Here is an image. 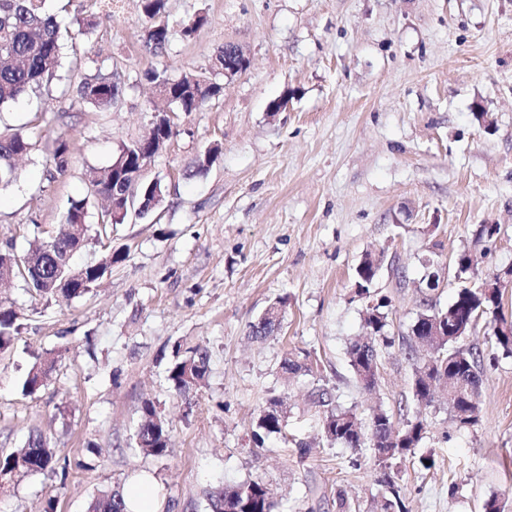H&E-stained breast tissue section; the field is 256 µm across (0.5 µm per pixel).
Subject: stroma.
<instances>
[{"mask_svg":"<svg viewBox=\"0 0 512 512\" xmlns=\"http://www.w3.org/2000/svg\"><path fill=\"white\" fill-rule=\"evenodd\" d=\"M44 8L61 26H91L65 39L59 78L0 108V133L23 131L35 145L0 187V252L21 256L55 236L71 200L85 197L87 241L74 264L110 252L121 260L71 300L18 279L0 287V306L23 323L0 354V455L39 431L57 459L55 471L15 475L0 512H43L49 499L55 512H85L97 490L142 471L161 487V512H212L211 491L249 479L271 489L277 512H337L340 492L368 512L385 474L408 512H482L492 495L512 512V356L488 343L479 320L465 340L486 360L477 423L459 429L444 400L418 409L407 349L420 312L512 268V0H166L170 41L158 57L143 46L151 21L141 0ZM228 43L250 61L230 79L213 67ZM151 69L203 76L222 92L174 114L172 137L145 171L161 183L160 207L129 212L104 236L84 174L144 135L162 102ZM115 71L111 110L80 104L83 78ZM281 99L287 107L272 111ZM60 133L69 165L52 179L45 163ZM214 145L209 170L185 178ZM485 224L497 226L493 239L479 237ZM463 252L475 265L461 275ZM368 253L381 262L364 299L354 273ZM282 296L280 331L252 339ZM370 302L383 304L395 338L372 394L346 355ZM198 345L211 355L207 383L176 394L173 351ZM48 352L55 369L24 394L22 377ZM288 353L308 372L284 374ZM320 388L344 409L423 412L427 432L382 471L371 449L323 437ZM272 396L288 418L258 447L252 431ZM147 401L172 430L168 457L137 447Z\"/></svg>","mask_w":512,"mask_h":512,"instance_id":"1","label":"stroma"}]
</instances>
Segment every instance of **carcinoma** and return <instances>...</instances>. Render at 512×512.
<instances>
[{"instance_id": "obj_1", "label": "carcinoma", "mask_w": 512, "mask_h": 512, "mask_svg": "<svg viewBox=\"0 0 512 512\" xmlns=\"http://www.w3.org/2000/svg\"><path fill=\"white\" fill-rule=\"evenodd\" d=\"M168 25L158 24L147 30L144 38L146 51L154 56L164 54L169 43ZM64 34L55 16L44 10V0H0V108L16 101L27 92L39 90L43 83L53 78L59 66ZM151 82L163 86L175 105L182 112H195L207 101L220 95V88L207 83L193 74H185L172 79L166 71L154 70L149 74ZM80 100L96 109L112 107V99L118 96V88L112 78L95 76L84 79L78 87ZM31 144L27 136L16 132L0 137V186L11 184L17 177L15 159L29 154ZM69 145L63 137L53 141V149L46 164L50 166V176L62 175L68 167ZM91 185V195L100 196L109 202L107 214H112V192L123 187L112 183V166L87 170ZM163 201L161 184L158 181L139 184L134 201L127 204L131 209L140 204L139 213L156 209ZM377 260L368 254L356 269L359 277L357 295L370 294ZM76 272L72 263H57L51 258L40 271L33 273L23 266L14 267V275L24 280L27 288L38 295L56 293V285ZM99 281L97 269L86 266L85 280L80 288H69L65 298L74 299L88 293ZM467 304L483 314H492L490 340L494 346L506 354H512V323L497 315L502 304V295L479 293L470 288L458 291L455 300L445 310L429 309L419 314L412 329L413 344L409 345L416 356L413 376V397L420 405H430L437 391L430 390L426 380L440 374L461 379L475 394H480L481 374L483 373L481 351L470 346L459 345L455 336L431 335L428 317L438 313L452 318L456 315V305ZM366 339L373 343L364 347L356 339L347 348V358L351 371L361 386L373 390L377 381L367 376L370 364L380 361L382 354L391 348L394 337L388 331L387 315L380 306L368 308L364 314ZM22 323L12 308H0V353L7 350L12 337L20 334ZM55 359H37L31 366L22 384L25 393H33L42 380L52 372ZM210 355L205 347L188 349L181 354V347L175 348L174 361L167 370V379L180 394L202 387L209 375ZM314 403L325 408L321 426L326 438L346 448L358 449L363 446L375 450V462L389 467L392 461L404 457L416 448L426 434L425 419L402 412L403 426L396 427L394 415L379 408L368 409L360 416L351 409L332 406L327 390H319ZM286 411L282 400L271 397L267 407L259 415L253 441L260 443L272 434L282 432ZM140 451L156 458L167 457L172 453L171 430L165 419L157 418V410L150 401L144 402L142 417L136 434ZM54 469V452L46 437L41 433L31 435L23 447L0 456V479H5L17 471L44 473ZM212 512H275L276 503L268 487L259 480H246L232 485H224L210 496ZM377 505L381 512H406L399 491L390 479L381 481V492ZM86 512H126L123 493L118 490H101L87 502Z\"/></svg>"}]
</instances>
